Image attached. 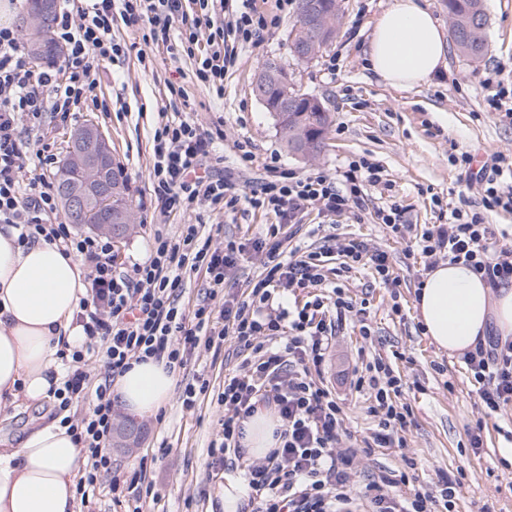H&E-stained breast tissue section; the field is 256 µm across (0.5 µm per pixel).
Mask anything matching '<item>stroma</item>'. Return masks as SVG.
Returning <instances> with one entry per match:
<instances>
[{
  "label": "stroma",
  "mask_w": 512,
  "mask_h": 512,
  "mask_svg": "<svg viewBox=\"0 0 512 512\" xmlns=\"http://www.w3.org/2000/svg\"><path fill=\"white\" fill-rule=\"evenodd\" d=\"M394 0H341L340 20L333 41L311 63L298 62L288 48V32L297 11L284 16L278 27L257 45L236 46L237 64L224 79V94L216 96L196 83L194 62L158 49L145 61L125 56L98 70L97 95L109 109L89 106L61 119L45 118L44 135L56 158H64L67 135L87 120L97 121L112 146V161L123 168L135 216L133 230L114 241L123 267L144 261L155 230L178 235L181 225L204 221L214 240L242 243L264 233L273 216L239 205L226 215L194 212L162 215L151 194L153 134L162 114H189L200 128L224 132V162L213 176L229 179L240 194L250 193L265 176L270 158L282 168L304 176L320 171L341 174L349 162L365 160L380 165L385 180L366 186L365 207L357 214L324 217L309 211L296 227L295 238L309 250L331 252L330 266H338L335 248L347 238L389 253L400 285L389 289L369 270L352 273L344 291L353 303H364L370 336H362L359 322L344 323L327 359L322 381L340 397L345 425L354 439H370L377 420L370 413L368 392L350 383L361 361L380 358L392 363L404 388L403 403L412 409L402 448H376L360 457L356 470L367 479L382 473L412 470L417 484L434 486L441 476L457 478L461 486L454 512H512V406L499 415L481 419L473 381L462 356L438 351L424 336L414 302L426 276L427 258L421 235L438 223L434 198L466 211H482L481 195L468 180L461 154L512 156V125L489 112L481 85L485 72L497 64H512V0H483L487 15V53L473 60L449 46L438 74L426 83L398 90L370 70L367 48L374 21ZM280 63L304 92L319 98L331 115L321 153L307 158L288 149L277 125L254 92L255 79L266 61ZM183 86L186 102H172L168 82ZM253 160L241 164V151ZM398 205L406 226L402 233L379 224L375 213ZM242 361L232 346L219 357L193 356L184 379L204 374L210 382L195 407L185 409L172 397L161 414L131 418L123 406L114 408V425L135 421L140 433L130 447L112 436L108 450L119 471H127L146 450L167 445L169 453L153 464L147 480L155 494L146 512H224L218 493L220 478L208 467L207 450L216 440L224 409L216 400L224 376ZM46 402L0 406V437L18 441L32 427L48 423ZM483 421L484 447L469 448L467 430Z\"/></svg>",
  "instance_id": "35a3bbf8"
}]
</instances>
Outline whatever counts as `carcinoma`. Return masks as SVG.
Instances as JSON below:
<instances>
[{
    "label": "carcinoma",
    "instance_id": "cac0c4a2",
    "mask_svg": "<svg viewBox=\"0 0 512 512\" xmlns=\"http://www.w3.org/2000/svg\"><path fill=\"white\" fill-rule=\"evenodd\" d=\"M448 16L455 22L452 34L456 47L472 59L480 58L486 50L487 19L481 0H446ZM338 0H298V20L288 34L292 43L306 44L316 38L325 46L336 34ZM256 95L265 102L268 111H277L284 104L283 89L276 80L255 86ZM330 126V113L325 107L301 101L288 111L287 120L280 123V132L288 147L300 154L315 155L321 151ZM109 176L116 204L130 208L127 179L119 167H111Z\"/></svg>",
    "mask_w": 512,
    "mask_h": 512
}]
</instances>
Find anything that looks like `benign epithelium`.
I'll return each instance as SVG.
<instances>
[{
  "mask_svg": "<svg viewBox=\"0 0 512 512\" xmlns=\"http://www.w3.org/2000/svg\"><path fill=\"white\" fill-rule=\"evenodd\" d=\"M55 9V0H37L36 9L25 20V27L37 33L44 47L49 45V20ZM110 164L109 141L99 126L90 122L72 135L58 182L65 208L73 218L81 220L94 212L98 215L95 229L114 235L127 224V212L112 206V185L105 179Z\"/></svg>",
  "mask_w": 512,
  "mask_h": 512,
  "instance_id": "benign-epithelium-1",
  "label": "benign epithelium"
}]
</instances>
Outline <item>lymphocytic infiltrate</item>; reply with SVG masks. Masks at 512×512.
Wrapping results in <instances>:
<instances>
[{
  "instance_id": "1",
  "label": "lymphocytic infiltrate",
  "mask_w": 512,
  "mask_h": 512,
  "mask_svg": "<svg viewBox=\"0 0 512 512\" xmlns=\"http://www.w3.org/2000/svg\"><path fill=\"white\" fill-rule=\"evenodd\" d=\"M277 3L278 14L269 16L256 9L255 0H91L79 18L68 9L59 11L54 38L65 57L61 66L42 70L34 68L18 29L0 24V223L16 225L20 242L42 237L57 243L64 255L81 257L89 269L88 294L76 314L86 340L80 348L59 350L65 372L60 387L49 392L53 417L67 425L83 450L76 484L81 506L100 489L113 503L127 504L128 512H143L147 470L167 453L161 447L156 456L142 455L126 473L114 470L106 446L115 378L151 359L181 373L195 354L231 341L243 360L225 375L217 397L224 416L219 438L208 450V466L214 472L242 469L255 493L254 512H452L460 482L445 476L435 489L407 497L390 492L407 483L404 473L354 487L353 463L362 451L349 445L341 400L321 379L336 332L354 310L340 277L363 267L384 287H398L389 254L350 240L338 244L342 261L331 269L324 252L285 249L281 235L282 226L299 223L308 209L342 215L362 208L364 185L381 180L378 165L350 164L337 179L321 172L298 177L271 164L268 178L244 200L232 184L197 173L204 160L223 163L222 131L202 130L186 118L160 123L153 135L150 179L162 214L200 208L223 213L244 200L276 219L266 236L252 243L262 273L241 298L224 288L243 245L214 244L202 224L183 225L175 237L156 233L149 257L119 272L108 238L80 234L57 219L56 196L43 173L54 163L40 136L43 116L65 117L81 104L97 102L99 64L131 51L112 37L114 16L140 31L144 44L193 58L196 82L220 96L224 77L236 64L229 41H262L293 0ZM491 170V176L478 178L483 212L450 208L446 222L423 232L422 252L432 260L471 265L496 289L512 284V244L499 243L484 214L512 210V161L495 156ZM201 273L208 280L206 296L186 307L181 299L187 285ZM298 288L318 294L292 311L276 305L277 297ZM92 357L102 362V377L87 370ZM463 359L484 417L512 404L511 338L477 342ZM352 385L369 390L374 399V445L404 447L411 411L398 401L401 376L378 360L354 371ZM261 409L274 411L280 421L274 432L278 446L253 458L242 443L244 424Z\"/></svg>"
}]
</instances>
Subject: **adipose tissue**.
Listing matches in <instances>:
<instances>
[{"label":"adipose tissue","mask_w":512,"mask_h":512,"mask_svg":"<svg viewBox=\"0 0 512 512\" xmlns=\"http://www.w3.org/2000/svg\"><path fill=\"white\" fill-rule=\"evenodd\" d=\"M447 52L429 10L416 0H395L373 26L368 59L389 86L407 89L430 79ZM18 235L14 226L0 225V402L13 405L44 400L59 384L58 350L85 341L75 317L88 287L76 257L42 238L21 244ZM415 310L430 343L451 355L474 348L490 331L512 336V286L491 290L462 263L428 272ZM174 385L164 363L150 360L118 376L114 392L129 411L147 416L169 403ZM81 456L55 421L0 448V512H76Z\"/></svg>","instance_id":"ef3b65f1"}]
</instances>
